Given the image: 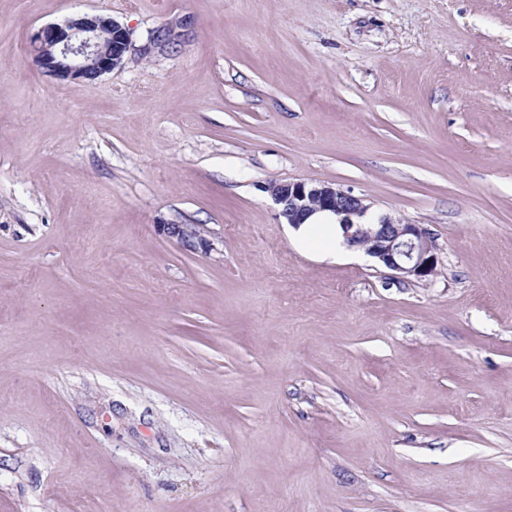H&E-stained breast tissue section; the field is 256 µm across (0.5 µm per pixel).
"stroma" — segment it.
<instances>
[{
  "label": "stroma",
  "mask_w": 512,
  "mask_h": 512,
  "mask_svg": "<svg viewBox=\"0 0 512 512\" xmlns=\"http://www.w3.org/2000/svg\"><path fill=\"white\" fill-rule=\"evenodd\" d=\"M84 14L134 51L47 76ZM296 180L436 274L304 249ZM0 512H512V0H0ZM34 59L51 76L90 80L120 67L132 48L129 31L116 20L79 16L39 29ZM269 193L278 214L294 233L311 247L329 252L342 239L334 217L349 246L359 248L392 272L399 281L425 280L435 275L436 247L427 228L383 214L370 219V204L350 190L304 180L271 182ZM305 224H302L310 215Z\"/></svg>",
  "instance_id": "1"
}]
</instances>
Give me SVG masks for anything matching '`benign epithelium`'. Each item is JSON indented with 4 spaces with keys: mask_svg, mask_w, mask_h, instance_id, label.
<instances>
[{
    "mask_svg": "<svg viewBox=\"0 0 512 512\" xmlns=\"http://www.w3.org/2000/svg\"><path fill=\"white\" fill-rule=\"evenodd\" d=\"M132 48L129 31L116 20L79 16L39 29L33 40L34 59L51 76L90 80L121 66ZM269 193L278 214L296 227L310 215L336 217L343 237L400 281L435 275L436 247L427 228L383 214L369 218L371 206L350 190L304 180L271 182Z\"/></svg>",
    "mask_w": 512,
    "mask_h": 512,
    "instance_id": "obj_1",
    "label": "benign epithelium"
}]
</instances>
